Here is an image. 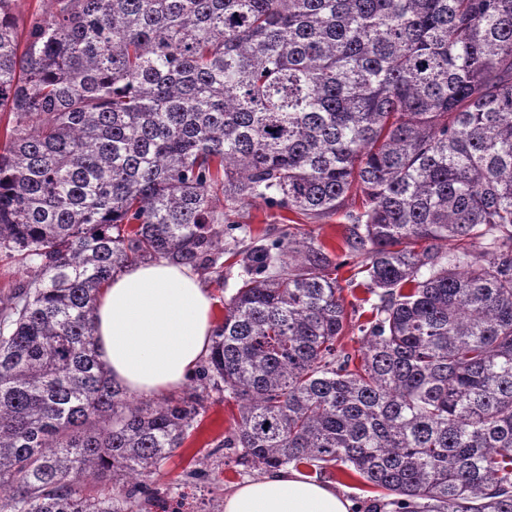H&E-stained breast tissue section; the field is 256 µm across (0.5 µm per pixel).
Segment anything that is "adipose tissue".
<instances>
[{
  "label": "adipose tissue",
  "instance_id": "obj_1",
  "mask_svg": "<svg viewBox=\"0 0 512 512\" xmlns=\"http://www.w3.org/2000/svg\"><path fill=\"white\" fill-rule=\"evenodd\" d=\"M213 300L189 268L135 263L102 288L94 314L100 360L127 393L178 391L208 354ZM335 487L280 468L239 486L224 512H351Z\"/></svg>",
  "mask_w": 512,
  "mask_h": 512
}]
</instances>
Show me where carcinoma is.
Returning <instances> with one entry per match:
<instances>
[{
	"mask_svg": "<svg viewBox=\"0 0 512 512\" xmlns=\"http://www.w3.org/2000/svg\"><path fill=\"white\" fill-rule=\"evenodd\" d=\"M0 0V512H141L204 396L135 399L99 360L100 289L217 267L254 199L348 224L378 297L287 229L247 254L203 388L222 448L352 470L391 512H512V0ZM360 206H355L356 200ZM479 250H448V241ZM136 479L112 495L83 485ZM14 3L17 29L22 39L34 19L46 17L53 9L47 0H15ZM28 266L15 259L0 256V298L6 297L18 283L27 279Z\"/></svg>",
	"mask_w": 512,
	"mask_h": 512,
	"instance_id": "cac0c4a2",
	"label": "carcinoma"
}]
</instances>
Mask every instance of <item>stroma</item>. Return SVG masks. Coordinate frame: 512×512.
Wrapping results in <instances>:
<instances>
[{"label": "stroma", "instance_id": "35a3bbf8", "mask_svg": "<svg viewBox=\"0 0 512 512\" xmlns=\"http://www.w3.org/2000/svg\"><path fill=\"white\" fill-rule=\"evenodd\" d=\"M284 215L283 209L260 199L236 212L234 220L241 228L233 237L225 238V253L218 259L224 267L223 281H216L208 272L198 275L213 299L215 320H222L224 304L235 293L243 273L237 251L276 240L284 229ZM293 225L322 243L340 262L339 280L350 276L352 256L345 245L348 231L344 220L335 217L323 223H309L297 219ZM237 416L238 407L233 400L210 392L189 437L149 479L151 488L164 496L168 512H222L226 494L245 481L264 475L261 465L241 461L239 449L222 445L224 438L231 435Z\"/></svg>", "mask_w": 512, "mask_h": 512}]
</instances>
